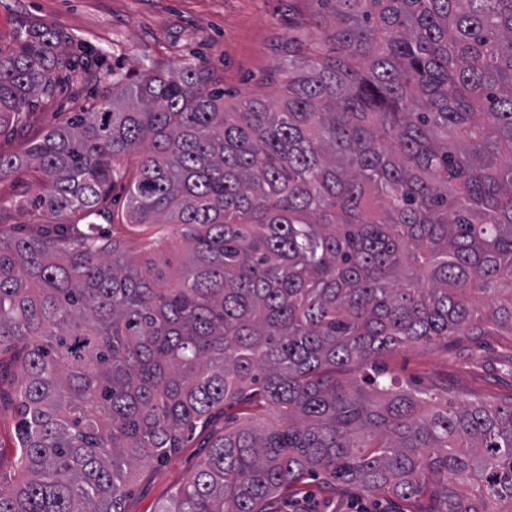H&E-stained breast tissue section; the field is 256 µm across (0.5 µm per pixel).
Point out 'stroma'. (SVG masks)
<instances>
[{"mask_svg": "<svg viewBox=\"0 0 512 512\" xmlns=\"http://www.w3.org/2000/svg\"><path fill=\"white\" fill-rule=\"evenodd\" d=\"M322 0H0V38L22 22L38 20L79 36L102 63L97 72L62 84L56 95L36 107L23 130L0 137V153L22 151L48 126L69 119L77 104L89 103L106 73L119 76L153 65L170 69L192 62L224 78V101L244 98L274 102L280 84L268 79L280 59L279 44L294 36L293 18L327 12ZM39 179L19 171L0 181V212L9 223L28 224L32 215L14 211L21 193L36 194ZM123 182L113 186L107 206L114 231L125 237L138 264L184 260L179 235L154 237L139 247L140 229L127 226ZM382 364L400 380L419 389L448 392L458 403L477 397L512 394V336H451L429 345L409 344L383 357ZM206 435L196 432L186 447L147 468L126 502L128 512H156L171 493L189 481L205 455ZM409 503L382 495L368 497L354 488L332 492L323 477L310 478L282 503L283 512H408Z\"/></svg>", "mask_w": 512, "mask_h": 512, "instance_id": "stroma-1", "label": "stroma"}]
</instances>
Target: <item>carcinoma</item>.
<instances>
[{
    "label": "carcinoma",
    "instance_id": "obj_1",
    "mask_svg": "<svg viewBox=\"0 0 512 512\" xmlns=\"http://www.w3.org/2000/svg\"><path fill=\"white\" fill-rule=\"evenodd\" d=\"M324 2L280 46L277 103L142 69L0 154V180L42 179L13 202L37 221L0 213V383L21 372L0 512H126L199 427L206 457L157 512H279L318 473L414 512H512V396L458 405L380 367L512 335V0ZM96 63L43 23L0 39V136ZM134 154L127 219L176 225V268L65 222L101 215Z\"/></svg>",
    "mask_w": 512,
    "mask_h": 512
}]
</instances>
